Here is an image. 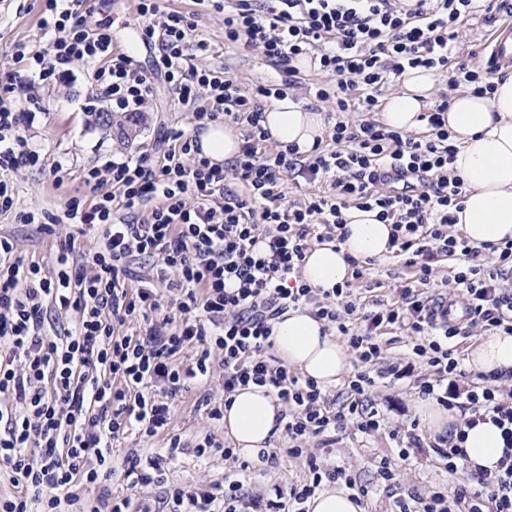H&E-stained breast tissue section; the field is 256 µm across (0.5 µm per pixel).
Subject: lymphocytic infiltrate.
Returning a JSON list of instances; mask_svg holds the SVG:
<instances>
[{
    "instance_id": "1",
    "label": "lymphocytic infiltrate",
    "mask_w": 512,
    "mask_h": 512,
    "mask_svg": "<svg viewBox=\"0 0 512 512\" xmlns=\"http://www.w3.org/2000/svg\"><path fill=\"white\" fill-rule=\"evenodd\" d=\"M83 2L43 0L40 28L50 49L18 45L15 63L43 83L62 79L73 63L91 65L96 92L128 115L141 112L153 77H163L174 104L196 122L240 125L241 146L231 164H216L202 157L196 136L174 128L160 154L86 169V186L97 190L108 180L113 190L92 202L66 200L63 216L77 232L54 267L26 262L0 236V392L15 400L0 406V470L13 488L0 496V512H130V498L110 488L119 470L133 485L162 488L164 512H309L308 500L326 480L368 497L373 487L345 467L318 463L304 445L346 428L377 432L383 418L367 394L386 376L412 379L420 397L459 408L464 426L431 444L407 431L401 458L428 454L451 483L395 501L393 512H512V400L503 388L512 370L464 368L456 341L468 326L512 333V290L501 285L512 271V242L477 247L453 230L467 184L450 168L457 147L442 118L447 103L423 113L429 132L421 137L374 117L383 88L410 69L450 71L454 83L490 91L487 67L460 58L458 29L471 20L494 23L512 12V0L494 7L479 0H224L225 41L257 51L279 74L248 91L226 69L202 64L208 44L196 38L191 15L138 0L148 71L115 49L110 27L89 25ZM303 59L329 74L309 94L336 114L330 143H315L307 156L294 144L270 146L261 124L265 102L296 86ZM351 112L358 121L348 120ZM19 123L18 101L0 94L1 214L14 207L10 173L46 166ZM297 179L309 191L287 201L285 184ZM352 207L377 211L392 227L390 246L405 258L407 277L387 291L355 288L364 277L355 258L344 286L327 291L301 276L314 243L345 241ZM88 234L98 239L90 251L78 243ZM142 258L152 259L153 274L128 287L130 264ZM443 264L448 305L467 311L465 322L435 317L428 289ZM162 283L173 293L165 316ZM52 305L74 314L73 328L58 336L42 331ZM302 305L356 357L340 398L263 354L276 320ZM134 322L138 333H127ZM393 329L409 337L410 353L386 363L381 337ZM217 369L225 396L254 384L281 400L290 453L305 457L306 480L267 498L245 494L236 477L220 488L170 484L166 455L145 460L132 448L116 460L114 441L130 434L164 435L169 452L181 448V436L169 432L170 401ZM486 421L501 429L503 455L495 469L465 473L464 431Z\"/></svg>"
}]
</instances>
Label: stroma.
Wrapping results in <instances>:
<instances>
[{
    "label": "stroma",
    "mask_w": 512,
    "mask_h": 512,
    "mask_svg": "<svg viewBox=\"0 0 512 512\" xmlns=\"http://www.w3.org/2000/svg\"><path fill=\"white\" fill-rule=\"evenodd\" d=\"M42 0H0V93L14 89L24 112L35 113L34 121H23L21 129L30 146L39 149L47 162L43 169H22L13 176L17 211H45L61 214L65 200L72 195L88 194L82 180L84 169L113 157L137 154L158 147L170 128L195 132L196 124L190 112L174 107L170 93L162 81H155L153 94L140 114L132 138L120 135L117 128L99 125L95 115L108 111L107 102L96 96L88 76L89 69L75 63L70 79L48 85L39 83L31 73L15 64L13 54L19 44L47 49L42 39L40 19ZM162 9L190 12L194 15L198 34L210 44L208 64L224 67L238 76L244 86L273 80L276 72L255 53L224 45V14L210 5H198L196 0H162ZM125 0H94L88 17L90 25L110 23L116 42L125 44L127 53L151 68L152 61L139 36L141 18L124 25ZM62 163L70 175L63 184H55L48 167ZM72 228L58 224L55 234H48L37 224L20 223L14 213L0 215V235L9 237L17 246V254L28 262L50 267L55 263L57 250ZM369 397L387 417L385 427L368 437L354 435L351 429L336 433L335 443L318 447L320 461L345 467L358 482L374 480L376 458L388 457L395 469L390 491L364 499L365 512H388L395 498L408 494L426 493L447 483L448 473L431 458L412 454L408 460L399 457V442L393 439L392 429L404 428L416 418L415 405L419 396L404 382L381 380ZM196 393L177 396L173 401V433L191 440L209 434L224 440V424L207 417L196 405ZM290 443L285 430H277L264 453L257 459L244 456L236 462L224 461L221 456L199 458L193 453L178 455L169 465L168 481L174 485H223L224 476L242 465L251 474L249 491L261 493L274 486L305 480L308 469L304 458L288 453Z\"/></svg>",
    "instance_id": "35a3bbf8"
}]
</instances>
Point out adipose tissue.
I'll list each match as a JSON object with an SVG mask.
<instances>
[{
    "instance_id": "adipose-tissue-1",
    "label": "adipose tissue",
    "mask_w": 512,
    "mask_h": 512,
    "mask_svg": "<svg viewBox=\"0 0 512 512\" xmlns=\"http://www.w3.org/2000/svg\"><path fill=\"white\" fill-rule=\"evenodd\" d=\"M434 74L422 69L404 73L402 88L385 97L378 120L393 129L419 132L420 115L434 86ZM445 126L457 145L453 170L467 183L457 228L473 244L512 240V75L495 79L493 93H452L443 114ZM262 124L280 144H297L309 153L324 138L322 113L304 109L291 98L272 101ZM202 154L212 162L233 161L239 154L241 135L229 124L211 123L198 136ZM349 235L343 243L315 244L302 266L304 281L326 290L344 284L351 274L349 258H381L388 254L390 225L374 212L350 210ZM273 342L278 356L322 387L339 381L349 369L351 356L323 320L306 308L289 310L274 325ZM467 365L480 372L512 370V334L501 331L478 339L466 351ZM280 406L267 388L249 386L236 390L224 411V428L243 455L256 457L266 449L277 427ZM464 446L468 467L495 468L503 454L500 429L492 422L466 431Z\"/></svg>"
}]
</instances>
